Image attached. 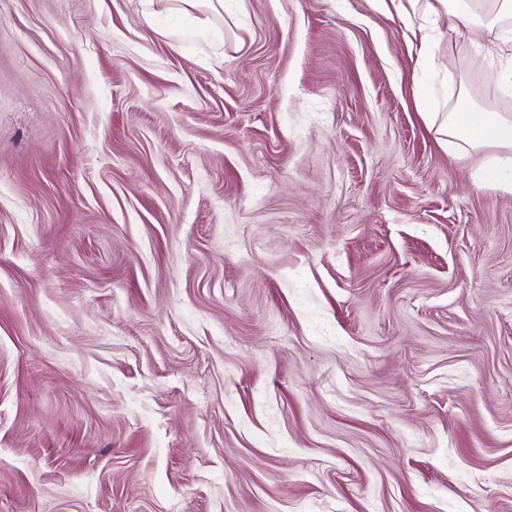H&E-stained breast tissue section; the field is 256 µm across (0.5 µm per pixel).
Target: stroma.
I'll list each match as a JSON object with an SVG mask.
<instances>
[{
  "instance_id": "1",
  "label": "stroma",
  "mask_w": 512,
  "mask_h": 512,
  "mask_svg": "<svg viewBox=\"0 0 512 512\" xmlns=\"http://www.w3.org/2000/svg\"><path fill=\"white\" fill-rule=\"evenodd\" d=\"M0 0V512H512L497 32L391 0ZM170 10L188 16L190 28L223 42L224 31L213 24V17L224 11L223 0H166ZM448 144L461 159L472 152L489 150L487 160L501 187L512 190V115L493 108H474L469 112H448L445 122Z\"/></svg>"
}]
</instances>
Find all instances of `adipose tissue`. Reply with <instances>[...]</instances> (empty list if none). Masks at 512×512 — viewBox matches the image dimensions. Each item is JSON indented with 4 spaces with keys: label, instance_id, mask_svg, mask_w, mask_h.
Returning a JSON list of instances; mask_svg holds the SVG:
<instances>
[{
    "label": "adipose tissue",
    "instance_id": "1",
    "mask_svg": "<svg viewBox=\"0 0 512 512\" xmlns=\"http://www.w3.org/2000/svg\"><path fill=\"white\" fill-rule=\"evenodd\" d=\"M169 9L188 16L192 30L216 39H223V30L213 17L223 12L224 0H166ZM412 11L434 15L446 14L457 28L464 30L499 29L503 43L512 50V0H493L490 8H482L480 0H408ZM445 134L460 158L472 152L490 153L489 165L502 188L512 190V115L482 107L466 112L448 113Z\"/></svg>",
    "mask_w": 512,
    "mask_h": 512
}]
</instances>
